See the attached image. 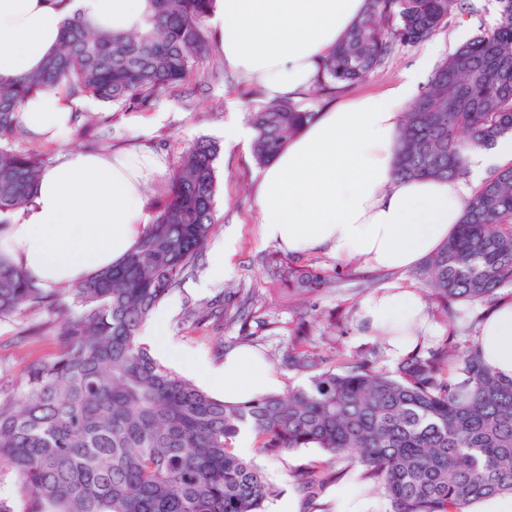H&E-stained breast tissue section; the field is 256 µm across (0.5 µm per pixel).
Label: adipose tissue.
I'll list each match as a JSON object with an SVG mask.
<instances>
[{
	"label": "adipose tissue",
	"mask_w": 512,
	"mask_h": 512,
	"mask_svg": "<svg viewBox=\"0 0 512 512\" xmlns=\"http://www.w3.org/2000/svg\"><path fill=\"white\" fill-rule=\"evenodd\" d=\"M366 0H214L209 26L224 65L258 84L267 100L299 96ZM148 0H0V83L38 71L56 50L66 17L102 29H142ZM429 60L385 91L334 104L304 127L262 173L257 187L260 234L288 253L327 252L341 262L405 272L453 234L464 207L491 169L512 164V137L468 156L469 182L397 179L396 148L405 105ZM85 101L65 89L41 92L20 109L36 139H69ZM162 167L148 150L89 153L71 149L40 176L32 204L0 238V251L45 287L68 286L120 262L149 222L146 188ZM369 331L388 336V352L409 350L408 331L425 323L417 292L394 285L361 308ZM484 363L512 378V299L493 306L476 338ZM192 369L240 401L273 390L277 379L248 349L220 368L193 358Z\"/></svg>",
	"instance_id": "obj_1"
}]
</instances>
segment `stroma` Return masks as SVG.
<instances>
[{
	"label": "stroma",
	"mask_w": 512,
	"mask_h": 512,
	"mask_svg": "<svg viewBox=\"0 0 512 512\" xmlns=\"http://www.w3.org/2000/svg\"><path fill=\"white\" fill-rule=\"evenodd\" d=\"M474 5V14L451 19L447 27L425 42L414 47H396L365 81L335 93L305 97V109L318 112L330 104L391 87L422 57L439 63L478 30L494 26L496 0H474ZM263 102L264 96L256 84L228 71L207 91H200L190 80L174 94L162 97L154 106L142 111L127 112L114 104L88 100L84 112L87 125L81 135L71 136L63 144L40 141L36 147L50 162L69 147L110 152L142 147L153 151L161 156L165 167L164 173L158 174L147 190L149 205L154 208L160 203L165 172L177 164L184 146L201 137L219 142L220 193L213 238L220 241L233 237L232 271L224 280L208 283L204 280L207 264L199 262L165 302L170 309L165 338L177 350L176 356L167 358L166 364L198 386L208 387L210 394L220 397L224 390L207 386L205 378L186 366L180 355L189 352L211 365L220 366L228 351L240 348L238 325L218 322L197 328L188 316L190 310L222 295L228 288H251L260 295L259 315L266 325L263 338L254 349L279 378L281 387L303 385L308 381L307 376L280 369L278 357L293 341L301 320L311 317L317 320L311 344H321L327 321L334 319L343 330L339 338L343 350L371 352L377 370L394 371L396 360L389 358L382 342L369 333L361 319V306L368 297L393 284L423 292L424 286L414 272L393 273L362 263L339 262L323 252H311L305 254V261L338 273L340 280L335 288L315 294L304 305L292 300L281 301L272 290L273 283L264 273L261 258L275 252L276 247L260 237L255 200L263 169L255 163L250 144L231 143L224 137L225 126L246 122L251 108ZM53 320L51 312L42 310L0 321V393L16 389L31 363L55 352L56 341L50 333ZM323 457V452L317 448H301L279 458L258 457V464L280 490L279 495L267 503V512H286L289 503L298 502L291 472L303 470Z\"/></svg>",
	"instance_id": "35a3bbf8"
}]
</instances>
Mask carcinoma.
Wrapping results in <instances>:
<instances>
[{
    "label": "carcinoma",
    "mask_w": 512,
    "mask_h": 512,
    "mask_svg": "<svg viewBox=\"0 0 512 512\" xmlns=\"http://www.w3.org/2000/svg\"><path fill=\"white\" fill-rule=\"evenodd\" d=\"M213 0H150L142 30L116 34L66 18L59 51L43 68L0 86V231L32 201L44 165L19 109L63 86L122 109L149 107L186 79L209 52L204 21ZM495 25L459 45L403 112L395 175L458 180L468 153L512 136V0H496ZM470 0H367L364 16L326 59L310 93L367 79L398 45L416 46ZM317 116L290 98L248 113L252 156L272 161ZM220 146L198 139L169 173L163 202L118 266L69 287H41L0 254V321L47 306L61 318L57 351L31 363L14 393L0 398V467L28 498L27 512H265L279 494L237 448L250 432L259 454L318 448L328 459L291 475L310 501L358 464L391 512H460L465 504L512 494V378L485 366L475 344L449 336L405 355L392 373L365 353L305 346L301 324L283 367L304 386L243 402L212 396L163 365L141 342L146 322L202 259L215 223ZM284 292L312 295L336 273L288 257L265 258ZM442 318L454 304H480L512 287V166L474 191L455 232L419 270ZM256 292L230 289L192 314L251 325Z\"/></svg>",
    "instance_id": "cac0c4a2"
}]
</instances>
